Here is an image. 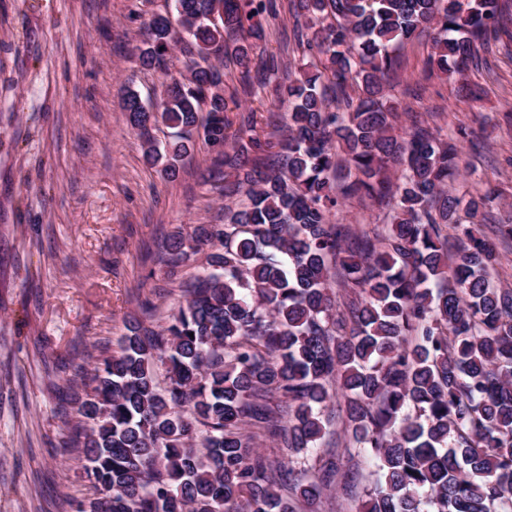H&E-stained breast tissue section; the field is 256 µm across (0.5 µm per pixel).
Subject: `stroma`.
<instances>
[{
  "label": "stroma",
  "mask_w": 512,
  "mask_h": 512,
  "mask_svg": "<svg viewBox=\"0 0 512 512\" xmlns=\"http://www.w3.org/2000/svg\"><path fill=\"white\" fill-rule=\"evenodd\" d=\"M173 0H0V512H71L88 494L69 443L84 395L77 368L93 370L116 351L131 320L161 328L183 302L199 266L159 260L166 236L223 221L224 201L207 182L213 156L202 144L176 178L146 163L123 97L158 98L162 75L142 69L137 46ZM260 53L289 71L307 63L291 43L289 13L265 17ZM427 34L398 46L388 92L403 125L440 129L476 177L449 182L457 195L497 186L501 197L477 223L501 257L495 283L512 287V41L464 77L478 98L458 100L452 81L428 76ZM256 111V133L278 142L288 110L272 88L240 95ZM355 234L381 232L386 210L347 200L334 216ZM329 437L352 494L333 490L323 512H356L373 487L376 463L333 423Z\"/></svg>",
  "instance_id": "1"
}]
</instances>
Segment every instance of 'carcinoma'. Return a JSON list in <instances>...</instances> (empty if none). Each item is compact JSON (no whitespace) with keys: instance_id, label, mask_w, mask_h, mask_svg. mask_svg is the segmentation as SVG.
Wrapping results in <instances>:
<instances>
[{"instance_id":"carcinoma-1","label":"carcinoma","mask_w":512,"mask_h":512,"mask_svg":"<svg viewBox=\"0 0 512 512\" xmlns=\"http://www.w3.org/2000/svg\"><path fill=\"white\" fill-rule=\"evenodd\" d=\"M299 44L317 59L283 79L255 54L260 17L277 0H175L149 22L138 60L163 75L152 105L123 109L144 157L168 176L194 135L246 197L224 223L177 232L172 264L206 262L185 304L156 331L136 322L93 369L73 443L93 489L74 512H298L337 484L343 457L286 468L256 436L295 451L322 439L340 394L343 425L376 460L358 512H512V289L493 284V244L458 211L492 193L448 192L461 157L437 131L395 134L386 93L394 45L433 32L429 64L465 69L495 31L501 0H290ZM180 47L184 70L169 73ZM243 92L271 85L288 100L287 138L273 162L247 117L228 133ZM169 129L164 145L153 131ZM402 166L397 181L390 169ZM350 181L335 186L337 171ZM348 196L394 209L382 238L354 236L330 216ZM456 246L448 251V236ZM348 289L338 312L330 280ZM252 432L243 431V426Z\"/></svg>"}]
</instances>
